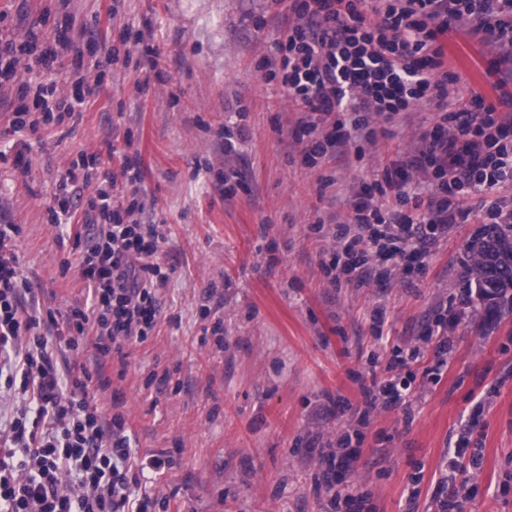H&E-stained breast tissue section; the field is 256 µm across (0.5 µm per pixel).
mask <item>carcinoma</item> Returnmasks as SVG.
Here are the masks:
<instances>
[{
	"label": "carcinoma",
	"mask_w": 512,
	"mask_h": 512,
	"mask_svg": "<svg viewBox=\"0 0 512 512\" xmlns=\"http://www.w3.org/2000/svg\"><path fill=\"white\" fill-rule=\"evenodd\" d=\"M464 265L475 288L471 299L497 318L512 311V224H485L464 246Z\"/></svg>",
	"instance_id": "carcinoma-1"
}]
</instances>
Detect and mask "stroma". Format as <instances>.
<instances>
[{
  "label": "stroma",
  "instance_id": "1",
  "mask_svg": "<svg viewBox=\"0 0 512 512\" xmlns=\"http://www.w3.org/2000/svg\"><path fill=\"white\" fill-rule=\"evenodd\" d=\"M0 15L16 37L34 21L45 33L68 27L70 47L51 75L71 88L81 53L107 58L126 30L151 24L163 81L136 91L134 66H106L79 116L36 134L9 133L14 97L0 88V220L20 225L18 255L41 301L56 307L85 300L72 239L48 221L56 184L69 162L95 153L102 172L115 169L110 146L132 133L143 186L167 237L169 283L155 334L130 348L127 369L110 363V388L99 394L104 415L122 413L139 451L169 452L173 467L149 477L148 491L173 497L183 512H330L332 493L370 494V512H437L448 453L462 435L481 441L483 463L468 478L463 512H512V313L488 320L465 314L452 328L454 350L440 382L414 401V420L401 410L379 412L358 426L362 405L351 372L367 357L386 366L393 345H415L442 300L457 302L464 277L463 244L477 217L448 227V236L413 269L410 288L389 286L382 337L371 330L374 292L324 288L319 248L304 235L316 219L314 173L288 162V138L273 117L288 109L279 85L265 84L256 62L273 49L288 15L272 0H0ZM448 63L462 81L458 94L498 103L512 93V70L494 69L481 40L461 28L442 38ZM243 101L249 129L241 147L243 186L228 197L202 168L224 162L220 133L225 104ZM418 108L397 137L380 138L360 166L337 161L336 192L368 179L405 153ZM22 166H14L15 154ZM287 245L268 268L267 243ZM224 321V343L203 334L201 304ZM170 371L166 388L147 386L150 373ZM338 405L323 423L328 438L348 432L353 474L334 492L315 491L326 464L306 447L315 410L325 397Z\"/></svg>",
  "mask_w": 512,
  "mask_h": 512
}]
</instances>
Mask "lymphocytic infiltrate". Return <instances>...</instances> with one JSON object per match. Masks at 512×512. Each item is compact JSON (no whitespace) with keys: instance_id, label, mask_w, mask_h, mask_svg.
<instances>
[{"instance_id":"obj_1","label":"lymphocytic infiltrate","mask_w":512,"mask_h":512,"mask_svg":"<svg viewBox=\"0 0 512 512\" xmlns=\"http://www.w3.org/2000/svg\"><path fill=\"white\" fill-rule=\"evenodd\" d=\"M273 2L285 8L288 25L256 70L287 93L294 114L288 137L301 167L317 171L318 196L336 183L329 162L362 159L378 145V125L407 120L421 106L434 113L432 124L414 135L413 148L379 167L372 180L350 186L344 218L307 225V237L321 245L325 287L406 283L449 225L467 220L459 203L472 195H481L480 211L491 223H512V196L497 193L512 179V98L500 110L477 93L458 97L460 77L446 67L440 42L449 27H461L488 43L496 65L512 66V0ZM65 42L61 31L51 38L34 29L21 39L0 36V78L15 102L13 132L63 124L83 111L92 84L102 82L104 64L93 48L71 89L34 76L37 66L54 71L55 47ZM236 115L224 129V165L213 172L228 197L241 184L234 160L248 132L244 107ZM120 159L119 173L101 182L98 155L80 154L59 180L49 210L54 226L77 228L73 247L85 303L44 307L18 265L20 226L0 225V381L16 405L0 429V512H154L170 505L143 491L141 478L147 471L165 474L171 456L139 458L124 416H104L92 398L110 385L105 364L125 362L128 345L153 336L169 282L155 204L140 191V160L126 152ZM460 317L440 304L425 346L393 347L389 371L421 360L422 373L396 381L372 369L353 372L363 397L361 420L398 408L412 421L413 385L439 380L447 370L454 345L448 327ZM59 328L67 348L92 349L88 364H59L51 336ZM426 346L431 356H424ZM349 443L346 433L328 441L312 431L309 447L325 450L323 484L352 472Z\"/></svg>"}]
</instances>
